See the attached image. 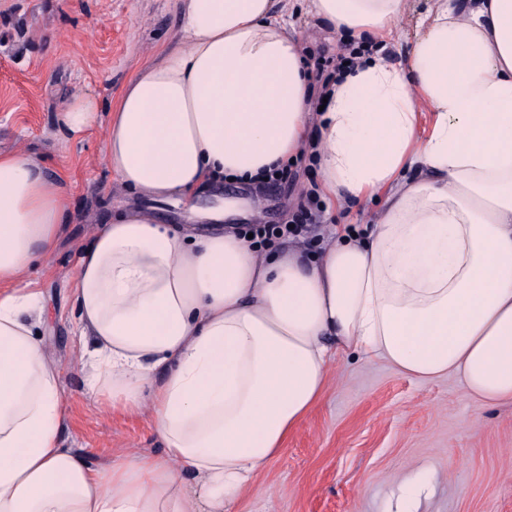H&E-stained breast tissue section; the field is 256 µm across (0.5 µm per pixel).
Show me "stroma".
<instances>
[{
  "instance_id": "35a3bbf8",
  "label": "stroma",
  "mask_w": 512,
  "mask_h": 512,
  "mask_svg": "<svg viewBox=\"0 0 512 512\" xmlns=\"http://www.w3.org/2000/svg\"><path fill=\"white\" fill-rule=\"evenodd\" d=\"M431 7L432 0H407L386 40L393 65H409ZM177 21V0H0V150H24L66 187L70 222L29 277L41 293L42 339L62 368V443L94 466L112 454L164 452L147 414L109 411L83 390L72 288L96 217L107 207L138 209L205 235L214 227L200 212L244 199L245 218L230 225L281 224L301 192L320 182L317 166L304 160L278 186L207 184L187 206L119 186L103 160V124L64 136L55 116L71 92L83 89L103 108L117 101L168 46ZM288 25L303 46L335 57L338 39L326 20L300 6ZM420 476L429 484L414 512H512V403L479 401L454 376L421 382L347 352L329 373L325 398L260 472L259 493L241 512H397L402 483Z\"/></svg>"
}]
</instances>
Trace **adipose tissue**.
<instances>
[{
	"mask_svg": "<svg viewBox=\"0 0 512 512\" xmlns=\"http://www.w3.org/2000/svg\"><path fill=\"white\" fill-rule=\"evenodd\" d=\"M309 5L354 39L391 33L406 0ZM292 6L178 0L171 45L116 107L78 90L57 123L75 137L104 121L106 166L153 199L312 153L329 202L382 197L371 231L312 254L139 210L101 219L74 274L85 389L148 411L165 453L93 466L62 445L61 368L28 277L66 194L35 157L0 152V512H238L349 350L512 401V0H437L408 68L374 46L318 112Z\"/></svg>",
	"mask_w": 512,
	"mask_h": 512,
	"instance_id": "1",
	"label": "adipose tissue"
}]
</instances>
